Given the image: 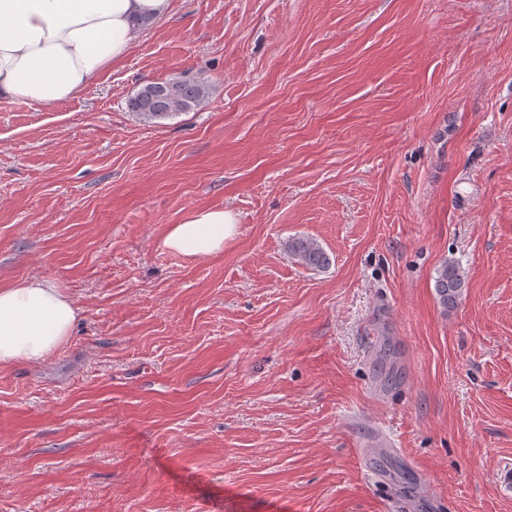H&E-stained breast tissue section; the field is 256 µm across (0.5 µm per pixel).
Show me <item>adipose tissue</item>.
<instances>
[{"label": "adipose tissue", "mask_w": 512, "mask_h": 512, "mask_svg": "<svg viewBox=\"0 0 512 512\" xmlns=\"http://www.w3.org/2000/svg\"><path fill=\"white\" fill-rule=\"evenodd\" d=\"M172 0H0V97L52 106L82 91L158 20ZM236 219L221 208L189 212L160 246L187 257L218 255ZM74 301L47 279L0 285V368L47 361L67 343Z\"/></svg>", "instance_id": "adipose-tissue-1"}]
</instances>
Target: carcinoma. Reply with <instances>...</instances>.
Returning <instances> with one entry per match:
<instances>
[{
	"mask_svg": "<svg viewBox=\"0 0 512 512\" xmlns=\"http://www.w3.org/2000/svg\"><path fill=\"white\" fill-rule=\"evenodd\" d=\"M208 94V86L198 81L148 82L129 98L128 107L140 119L156 123L182 112L197 110ZM287 251L293 260L311 269H325L330 263L329 255L314 238H292L288 240ZM434 288L443 308L454 307L465 288V275L460 266L453 261L444 262L437 269Z\"/></svg>",
	"mask_w": 512,
	"mask_h": 512,
	"instance_id": "cac0c4a2",
	"label": "carcinoma"
}]
</instances>
